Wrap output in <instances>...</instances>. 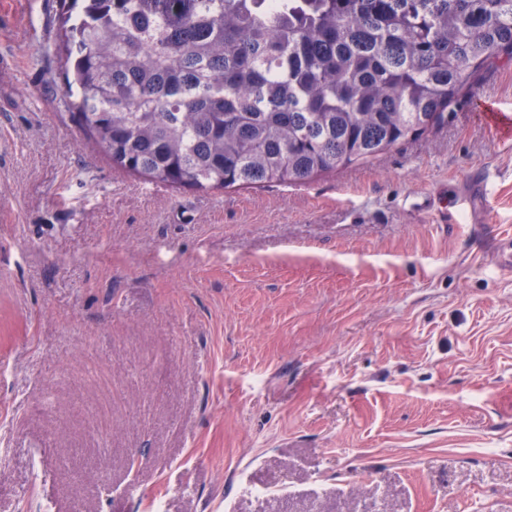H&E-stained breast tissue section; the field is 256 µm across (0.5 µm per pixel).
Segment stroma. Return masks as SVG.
<instances>
[{
    "instance_id": "stroma-1",
    "label": "stroma",
    "mask_w": 512,
    "mask_h": 512,
    "mask_svg": "<svg viewBox=\"0 0 512 512\" xmlns=\"http://www.w3.org/2000/svg\"><path fill=\"white\" fill-rule=\"evenodd\" d=\"M59 13L0 0V512H512V140L478 110L512 59L369 161L175 189L73 122Z\"/></svg>"
}]
</instances>
